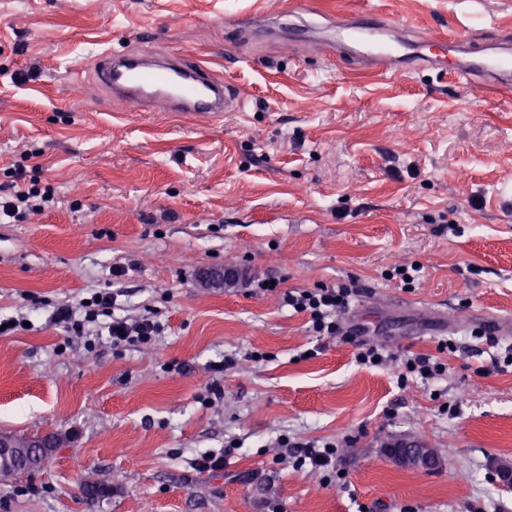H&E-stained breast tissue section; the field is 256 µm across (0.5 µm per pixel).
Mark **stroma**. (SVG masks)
Listing matches in <instances>:
<instances>
[{
  "mask_svg": "<svg viewBox=\"0 0 512 512\" xmlns=\"http://www.w3.org/2000/svg\"><path fill=\"white\" fill-rule=\"evenodd\" d=\"M300 8L315 23L374 11L476 52L512 32V0H0V196L17 168L56 190L0 223V318L27 323L0 335V431L62 442L0 478V512H512L492 467L512 465V368L491 370L470 334L512 317V94L379 78L264 36L265 15ZM148 46L209 66L243 111L113 100L97 54ZM396 263L420 279H387ZM227 264L285 289L354 278L350 319L395 361L358 365L354 342L313 335L279 294L205 285ZM97 291L127 319L155 311L161 336L117 346L50 323ZM448 337L447 374L398 383V357ZM282 435L338 443L343 480L294 468ZM401 439L444 466H395ZM221 451L223 471L198 470Z\"/></svg>",
  "mask_w": 512,
  "mask_h": 512,
  "instance_id": "stroma-1",
  "label": "stroma"
}]
</instances>
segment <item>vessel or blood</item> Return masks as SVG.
<instances>
[{
    "instance_id": "1",
    "label": "vessel or blood",
    "mask_w": 512,
    "mask_h": 512,
    "mask_svg": "<svg viewBox=\"0 0 512 512\" xmlns=\"http://www.w3.org/2000/svg\"><path fill=\"white\" fill-rule=\"evenodd\" d=\"M320 50L330 58L346 52L383 76L434 71L478 82L487 94L512 90V41L506 39L474 58L464 37L411 38L385 15L366 12L327 25ZM97 77L113 98L141 112H188L218 119L243 106L231 83L218 80L209 67L176 54L111 51L100 56Z\"/></svg>"
}]
</instances>
